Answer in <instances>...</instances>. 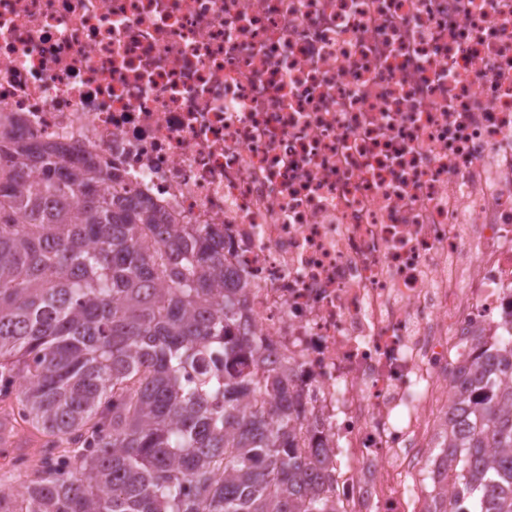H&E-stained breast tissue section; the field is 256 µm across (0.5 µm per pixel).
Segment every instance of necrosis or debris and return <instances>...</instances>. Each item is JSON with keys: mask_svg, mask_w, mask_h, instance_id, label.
I'll return each mask as SVG.
<instances>
[{"mask_svg": "<svg viewBox=\"0 0 512 512\" xmlns=\"http://www.w3.org/2000/svg\"><path fill=\"white\" fill-rule=\"evenodd\" d=\"M0 129L214 232L337 512H428L512 315V0H0Z\"/></svg>", "mask_w": 512, "mask_h": 512, "instance_id": "1", "label": "necrosis or debris"}]
</instances>
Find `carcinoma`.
Wrapping results in <instances>:
<instances>
[{
	"instance_id": "1",
	"label": "carcinoma",
	"mask_w": 512,
	"mask_h": 512,
	"mask_svg": "<svg viewBox=\"0 0 512 512\" xmlns=\"http://www.w3.org/2000/svg\"><path fill=\"white\" fill-rule=\"evenodd\" d=\"M69 153L0 135V401L43 437L0 512H336L214 238L182 240L119 169ZM473 341L432 512H512V327Z\"/></svg>"
}]
</instances>
